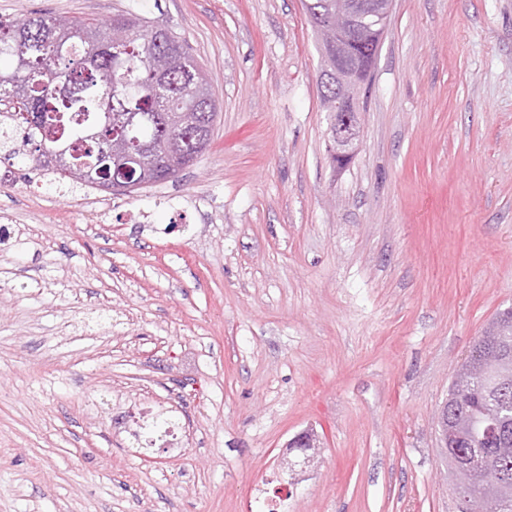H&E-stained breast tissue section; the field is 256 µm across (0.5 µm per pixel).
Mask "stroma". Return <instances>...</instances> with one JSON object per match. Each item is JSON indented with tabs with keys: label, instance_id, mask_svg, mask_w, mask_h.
I'll use <instances>...</instances> for the list:
<instances>
[{
	"label": "stroma",
	"instance_id": "obj_1",
	"mask_svg": "<svg viewBox=\"0 0 512 512\" xmlns=\"http://www.w3.org/2000/svg\"><path fill=\"white\" fill-rule=\"evenodd\" d=\"M35 11L164 24L218 117L100 201L0 160V512H457L436 416L512 309V0H393L342 166L302 0H0ZM151 412L179 447L128 437Z\"/></svg>",
	"mask_w": 512,
	"mask_h": 512
}]
</instances>
